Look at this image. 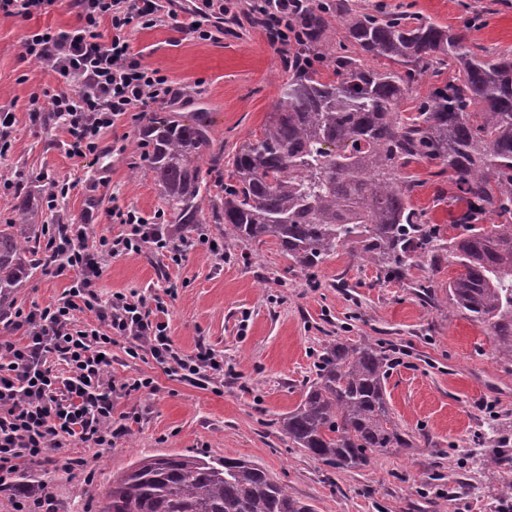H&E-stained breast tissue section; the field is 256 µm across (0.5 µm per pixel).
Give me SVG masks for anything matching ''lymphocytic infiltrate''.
<instances>
[{
  "label": "lymphocytic infiltrate",
  "mask_w": 512,
  "mask_h": 512,
  "mask_svg": "<svg viewBox=\"0 0 512 512\" xmlns=\"http://www.w3.org/2000/svg\"><path fill=\"white\" fill-rule=\"evenodd\" d=\"M293 2L253 0L255 13L269 17L267 42L283 50L292 38L288 9ZM69 8L75 24L30 31L22 55L45 65L63 84L49 94L48 103L71 137L69 153L97 159L105 152L100 135L116 118L136 108L151 111L181 95L161 70L135 57L127 28L134 23L152 27L166 15L175 28L209 41L211 19L229 13L232 3L200 0L185 21L166 13L162 0H69ZM111 216L123 232L94 242L85 224L45 228L46 265L74 277L58 302L16 311L13 328L19 338H0V486L27 467L54 464V451L66 443L111 445L120 434L112 426L115 399L156 391L157 382L148 375L112 381L110 348L116 339L124 340L128 357H151L177 381L204 389L224 379V362L213 351L184 355L174 348L167 322L144 296L115 292L100 299L97 286L108 259L151 244L168 252L172 262L181 260L160 226L139 212L115 208ZM86 311L94 314V322H80Z\"/></svg>",
  "instance_id": "obj_1"
}]
</instances>
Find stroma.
Returning <instances> with one entry per match:
<instances>
[{
  "label": "stroma",
  "instance_id": "1",
  "mask_svg": "<svg viewBox=\"0 0 512 512\" xmlns=\"http://www.w3.org/2000/svg\"><path fill=\"white\" fill-rule=\"evenodd\" d=\"M359 2L452 27L495 55L512 51V0ZM476 12L477 22L471 19ZM74 22L66 0L31 20L0 16V108L14 115L11 148L0 158V224L16 216L12 185L23 184L37 200L52 182L70 179L77 186L59 208L71 223L90 225L92 237L121 233L109 215L116 207L159 219L176 236L151 175L138 169L139 112L103 133L108 152L96 163L69 155L61 123L31 115L35 101L49 111L41 93L57 82L42 64L21 58V42L37 26L65 29ZM128 37L133 54L183 92L161 115L206 113L228 157L260 134L288 78L284 52L246 22L212 41L194 39L167 20L151 28L131 25ZM410 171L414 205L444 237L454 236L447 175L427 162ZM459 271L445 254L413 267L403 280H387L345 249L302 269L270 241L225 244L220 258L199 244L178 265L149 246L109 260L101 298L119 291L161 304L174 347L186 355L208 348L223 356L224 382L215 390L196 388L168 377L151 357L132 359L122 344L113 345L112 379L149 375L157 391L116 399L112 423L127 430L111 447L58 450L60 460L83 458L85 470L33 466L15 485L0 487V512H13L17 488L28 482L44 486L53 512H98L113 477L159 454L249 459L317 512H502L512 502L502 493L504 478L512 477V362L501 358L483 324L450 306L448 282ZM70 283L69 274L36 266L0 314V336L9 335L16 310L56 302ZM338 338L368 339L385 351L387 400L414 437L413 447L352 470L310 458L280 427L314 378L322 348Z\"/></svg>",
  "mask_w": 512,
  "mask_h": 512
}]
</instances>
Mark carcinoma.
Masks as SVG:
<instances>
[{
  "label": "carcinoma",
  "instance_id": "obj_1",
  "mask_svg": "<svg viewBox=\"0 0 512 512\" xmlns=\"http://www.w3.org/2000/svg\"><path fill=\"white\" fill-rule=\"evenodd\" d=\"M298 34L288 80L259 137L230 162L213 150L204 120L145 116L141 166L185 238L200 224L220 225L226 241L269 238L293 264L312 268L349 247L385 278L451 254L452 306L489 330L512 359V55L479 56L465 35L402 12L372 14L355 0L297 4ZM345 26L351 49L329 44V17ZM382 58V69L362 58ZM448 65V83L406 116L408 79ZM208 156V168L200 162ZM428 161L448 173L452 215L462 233L446 241L424 219L405 172ZM211 203L210 217L203 204ZM19 224L0 225V308L35 269L30 196L14 197ZM498 224L486 229L484 219ZM386 355L369 341H332L316 377L282 430L311 458L342 469L367 465L412 436L386 399ZM98 512H315L261 467L243 458L158 455L131 464L112 482Z\"/></svg>",
  "mask_w": 512,
  "mask_h": 512
}]
</instances>
